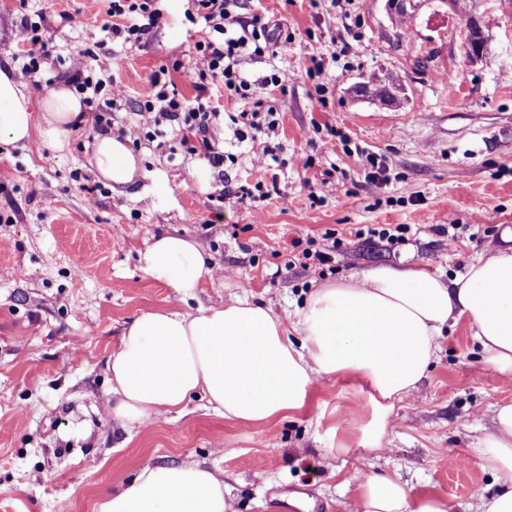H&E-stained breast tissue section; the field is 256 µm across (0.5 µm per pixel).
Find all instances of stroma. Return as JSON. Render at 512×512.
<instances>
[{
	"label": "stroma",
	"instance_id": "35a3bbf8",
	"mask_svg": "<svg viewBox=\"0 0 512 512\" xmlns=\"http://www.w3.org/2000/svg\"><path fill=\"white\" fill-rule=\"evenodd\" d=\"M108 6L0 0V68H18L22 19H49L53 52L40 83L19 82L32 104L78 50L111 57L126 90L112 106L101 86L68 150L36 138L0 144V512H95L139 467L180 463L223 477L237 512H344L370 471L441 493L448 512H477L499 489L479 442L494 432L498 407L512 404V377L486 364L466 320L449 322L376 450L360 443L372 407L353 378H318L302 410L262 424L225 419L196 395L182 412L129 428L108 409L107 365L123 329L148 311L242 298L285 316L320 283L356 270L406 261L450 279L475 258L512 251V0H481L476 59L462 44L465 17L445 0H423L406 31L385 0H237L232 25L262 14L289 36L285 51L243 57L246 99L214 86L199 94L174 70L204 33L189 19L193 0H157L165 25L124 49L102 28ZM64 12L80 13L83 26ZM314 57L325 64L321 92L307 73ZM162 65L188 102L218 112L216 137L234 160L219 176L178 133L144 137L131 146L141 172L116 193L88 163L93 136L138 123L139 92ZM274 73L284 89L264 85ZM373 73L403 85L406 102L353 97ZM258 103L278 122L260 137L274 155L266 172L253 169L229 120ZM370 154L388 177L375 191L365 181ZM258 182L270 195L257 207L220 203L225 190ZM389 224L406 228L391 247L374 235ZM162 233L195 240L216 263L195 298L180 301L141 270L140 251ZM297 240L330 261L293 263Z\"/></svg>",
	"mask_w": 512,
	"mask_h": 512
}]
</instances>
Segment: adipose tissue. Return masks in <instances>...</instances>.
Returning <instances> with one entry per match:
<instances>
[{"label": "adipose tissue", "instance_id": "ef3b65f1", "mask_svg": "<svg viewBox=\"0 0 512 512\" xmlns=\"http://www.w3.org/2000/svg\"><path fill=\"white\" fill-rule=\"evenodd\" d=\"M84 119L67 83L44 95L36 115L12 72L0 69V143L36 135L60 152ZM92 158L114 191L138 174L128 140L111 131L94 135ZM139 262L147 276L183 299L195 296L213 273L210 255L178 235L155 237ZM460 318L474 329L486 363L512 376V252L477 259L450 280L405 263L374 265L315 288L291 321L246 299L194 313L148 311L123 331L110 359L112 416L140 425L183 410L200 394L225 419L261 424L301 410L319 377H352L370 388L373 417L362 442L374 449L396 402L425 377L438 336L449 320ZM292 330L301 334V344L290 341ZM480 452L501 480L481 512H512V404L499 408L497 428ZM96 512L233 509L211 471L171 464L144 466L102 498ZM345 512H448V503L437 493L412 495L398 477L369 472Z\"/></svg>", "mask_w": 512, "mask_h": 512}]
</instances>
